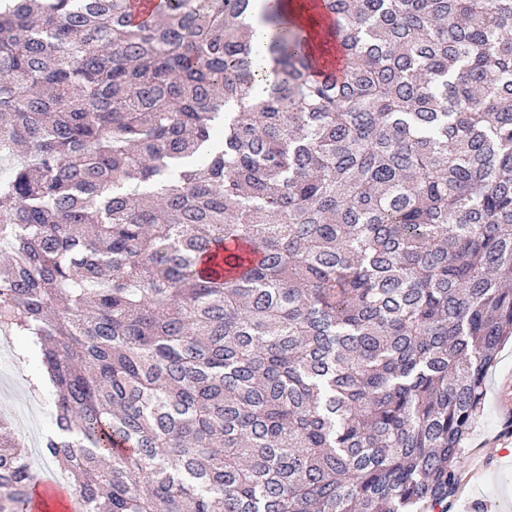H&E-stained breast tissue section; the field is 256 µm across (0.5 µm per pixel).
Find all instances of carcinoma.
<instances>
[{
  "label": "carcinoma",
  "instance_id": "1",
  "mask_svg": "<svg viewBox=\"0 0 512 512\" xmlns=\"http://www.w3.org/2000/svg\"><path fill=\"white\" fill-rule=\"evenodd\" d=\"M0 0V334L80 512H448L512 338V0ZM42 475L0 419V512Z\"/></svg>",
  "mask_w": 512,
  "mask_h": 512
}]
</instances>
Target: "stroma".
<instances>
[{"label":"stroma","instance_id":"stroma-1","mask_svg":"<svg viewBox=\"0 0 512 512\" xmlns=\"http://www.w3.org/2000/svg\"><path fill=\"white\" fill-rule=\"evenodd\" d=\"M0 351V416L16 429L47 433L53 423V390L33 398L28 380L41 368V359L21 336ZM484 409L464 445L459 492L448 512H464L466 502L485 499L495 512H512V343L498 352L485 380Z\"/></svg>","mask_w":512,"mask_h":512}]
</instances>
